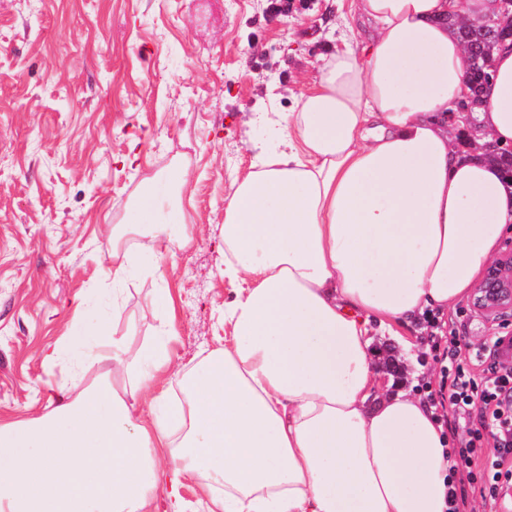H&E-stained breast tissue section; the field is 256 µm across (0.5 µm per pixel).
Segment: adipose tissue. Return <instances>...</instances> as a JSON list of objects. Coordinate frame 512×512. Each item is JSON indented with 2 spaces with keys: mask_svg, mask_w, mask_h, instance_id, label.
Wrapping results in <instances>:
<instances>
[{
  "mask_svg": "<svg viewBox=\"0 0 512 512\" xmlns=\"http://www.w3.org/2000/svg\"><path fill=\"white\" fill-rule=\"evenodd\" d=\"M499 0H350L348 30L285 114L280 150L236 177L224 207L229 332L198 370L169 353L173 299L150 300L158 340L130 354L104 322L73 321V371L51 414L0 420V512H154L197 482L216 512H446L450 442L421 396L373 368L374 336L467 295L512 224L502 167L478 145L512 144V45H500L473 148L445 122L468 93L447 17L478 24ZM152 181L112 248L155 258L188 238L154 221ZM168 388L143 419L109 380Z\"/></svg>",
  "mask_w": 512,
  "mask_h": 512,
  "instance_id": "ef3b65f1",
  "label": "adipose tissue"
}]
</instances>
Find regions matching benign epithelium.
I'll return each mask as SVG.
<instances>
[{
  "mask_svg": "<svg viewBox=\"0 0 512 512\" xmlns=\"http://www.w3.org/2000/svg\"><path fill=\"white\" fill-rule=\"evenodd\" d=\"M470 307L487 318H512V240L505 242L498 257L486 266Z\"/></svg>",
  "mask_w": 512,
  "mask_h": 512,
  "instance_id": "obj_1",
  "label": "benign epithelium"
}]
</instances>
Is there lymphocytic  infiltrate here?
Wrapping results in <instances>:
<instances>
[{"label":"lymphocytic infiltrate","instance_id":"f902f5d3","mask_svg":"<svg viewBox=\"0 0 512 512\" xmlns=\"http://www.w3.org/2000/svg\"><path fill=\"white\" fill-rule=\"evenodd\" d=\"M502 342L494 336L474 344L450 334L443 349L450 384L431 395L434 406L477 418V425L454 434L451 469L464 473L489 507L496 506L503 482L512 480V368L493 363Z\"/></svg>","mask_w":512,"mask_h":512}]
</instances>
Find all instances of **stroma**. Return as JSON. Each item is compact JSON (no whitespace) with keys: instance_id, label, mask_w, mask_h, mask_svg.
Returning <instances> with one entry per match:
<instances>
[{"instance_id":"1","label":"stroma","mask_w":512,"mask_h":512,"mask_svg":"<svg viewBox=\"0 0 512 512\" xmlns=\"http://www.w3.org/2000/svg\"><path fill=\"white\" fill-rule=\"evenodd\" d=\"M344 26L330 0L293 14L271 0H0V417L50 413L69 375L59 347L77 315L114 322L132 349L156 336L148 301H175L172 359L191 369L224 344V207L235 176L274 149L269 134L320 75ZM266 115L265 124L252 120ZM181 169L186 245L124 285L112 315V227L152 177ZM480 342L501 321L468 298L374 337V364L398 389L438 388L437 330ZM417 345L407 361L400 340Z\"/></svg>"}]
</instances>
